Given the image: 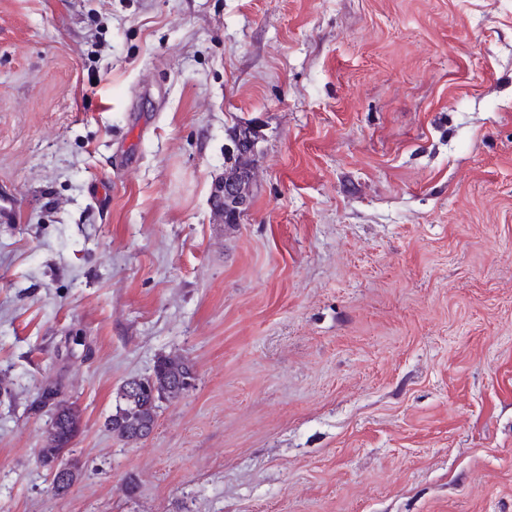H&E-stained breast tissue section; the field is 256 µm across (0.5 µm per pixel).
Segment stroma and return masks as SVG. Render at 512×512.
<instances>
[{
  "label": "stroma",
  "instance_id": "1",
  "mask_svg": "<svg viewBox=\"0 0 512 512\" xmlns=\"http://www.w3.org/2000/svg\"><path fill=\"white\" fill-rule=\"evenodd\" d=\"M0 196V512H512V0H0ZM249 130V124L238 125L233 129L234 136L239 138V147L235 154V165L239 167L249 166L253 161V144H255L257 136L252 135ZM255 175L254 167L245 170L234 167L224 173L215 189L214 206L225 224L240 223L251 209L249 185ZM192 372L194 368L188 360L166 356L159 358L151 374L130 378L117 389L114 409L105 419V427L114 437L125 442L131 441L133 435L127 422L141 420L154 424L165 394L171 389L181 387L186 378L177 395L189 389L194 383L188 379ZM131 384L138 385L137 392L132 390ZM79 431L80 421L77 410L60 399L54 405L46 442L40 449L39 457L41 456L42 460L59 458L62 464L70 462L69 464L74 470L73 482L76 481L82 469L79 459L73 457L75 450L72 448ZM78 464H81L80 468Z\"/></svg>",
  "mask_w": 512,
  "mask_h": 512
}]
</instances>
